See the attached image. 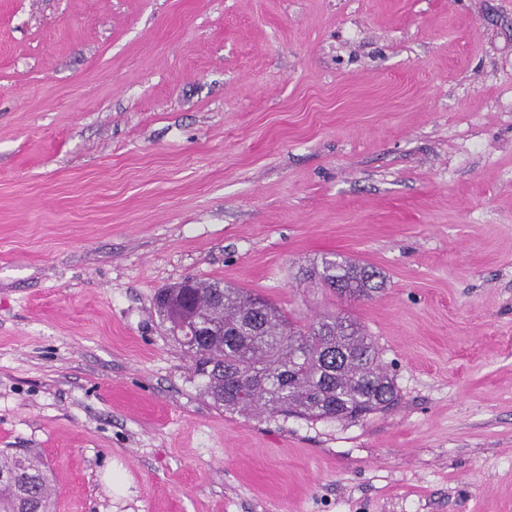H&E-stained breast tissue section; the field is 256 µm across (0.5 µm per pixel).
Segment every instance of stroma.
<instances>
[{"label":"stroma","mask_w":512,"mask_h":512,"mask_svg":"<svg viewBox=\"0 0 512 512\" xmlns=\"http://www.w3.org/2000/svg\"><path fill=\"white\" fill-rule=\"evenodd\" d=\"M188 276L355 318L396 401L224 412L155 309ZM14 448L54 512H512V0H0ZM312 277L321 288L350 299L369 297L384 285V278L372 266L339 261L336 256L322 259L321 270L313 269Z\"/></svg>","instance_id":"stroma-1"}]
</instances>
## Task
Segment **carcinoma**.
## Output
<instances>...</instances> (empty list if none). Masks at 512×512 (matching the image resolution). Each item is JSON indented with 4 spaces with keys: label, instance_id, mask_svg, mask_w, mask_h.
Returning a JSON list of instances; mask_svg holds the SVG:
<instances>
[{
    "label": "carcinoma",
    "instance_id": "carcinoma-1",
    "mask_svg": "<svg viewBox=\"0 0 512 512\" xmlns=\"http://www.w3.org/2000/svg\"><path fill=\"white\" fill-rule=\"evenodd\" d=\"M311 277L350 299L384 285L373 267L335 257L322 259ZM190 281L184 303L174 287L160 290L155 303L194 373L205 379L206 394L224 410L353 420L394 402L396 386L378 363L374 341L351 319L332 315L298 324L248 289ZM188 314L203 318L210 334L175 333ZM47 469L27 449L0 452V512H53Z\"/></svg>",
    "mask_w": 512,
    "mask_h": 512
}]
</instances>
